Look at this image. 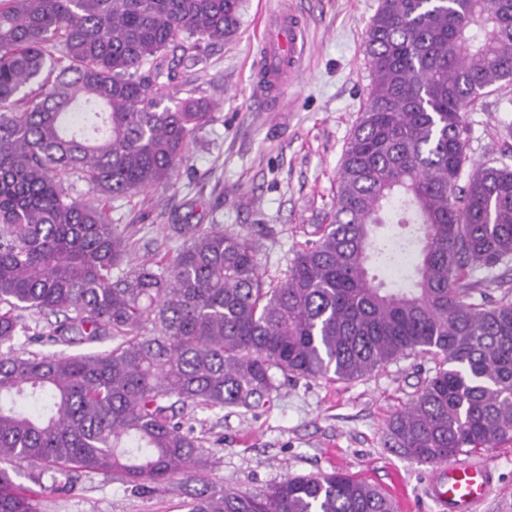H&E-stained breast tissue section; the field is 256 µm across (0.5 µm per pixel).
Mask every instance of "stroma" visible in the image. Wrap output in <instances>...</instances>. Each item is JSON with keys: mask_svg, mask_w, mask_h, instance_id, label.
<instances>
[{"mask_svg": "<svg viewBox=\"0 0 512 512\" xmlns=\"http://www.w3.org/2000/svg\"><path fill=\"white\" fill-rule=\"evenodd\" d=\"M281 0H240L239 28L208 47L206 63L178 67L176 91L195 89L213 104L214 120L191 138L173 178L107 201L112 223L132 242L130 263L173 257L184 240L174 224H217L247 238L268 277H283L294 250L336 204L344 148L372 82L364 53L379 0H290L307 33L306 70L285 90L282 111L269 109L256 61L262 19ZM468 154L475 163L512 168V83L467 113ZM17 350L84 352L51 343L45 316L23 312ZM435 368L430 357L403 358L352 381L282 382L270 403L243 413L195 409L183 422L209 461L213 484L261 492L286 477L343 470L381 488L398 512H437L425 494L437 468L385 445V422L408 407ZM496 490L479 512H512V441L482 451ZM28 468L16 484L33 491L41 512H188L189 489L141 494L102 474H84L73 491L36 484Z\"/></svg>", "mask_w": 512, "mask_h": 512, "instance_id": "1", "label": "stroma"}]
</instances>
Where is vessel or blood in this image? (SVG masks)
<instances>
[{"label": "vessel or blood", "mask_w": 512, "mask_h": 512, "mask_svg": "<svg viewBox=\"0 0 512 512\" xmlns=\"http://www.w3.org/2000/svg\"><path fill=\"white\" fill-rule=\"evenodd\" d=\"M283 37H263V66L278 90L295 83L303 71L305 27L290 5H282L275 18ZM493 473L476 456L455 461L445 467L439 482L431 483L430 496L441 512H476L490 495Z\"/></svg>", "instance_id": "b4317fda"}]
</instances>
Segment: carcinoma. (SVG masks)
<instances>
[{
	"mask_svg": "<svg viewBox=\"0 0 512 512\" xmlns=\"http://www.w3.org/2000/svg\"><path fill=\"white\" fill-rule=\"evenodd\" d=\"M238 22L239 0H0V512H40L15 463L63 487L76 471L143 493L180 476L202 484L189 512H397L342 471L262 493L205 481L177 414L252 411L277 372L350 381L430 354L386 445L434 465L512 441V294L485 293L512 288V169L472 163L465 120L512 82V0H379L331 223L279 284L217 224H175L169 264L127 269L130 238L65 178L103 202L169 181L212 119L174 94L177 64ZM410 254L402 285L378 279ZM23 310L63 316L55 344L115 346L18 352Z\"/></svg>",
	"mask_w": 512,
	"mask_h": 512,
	"instance_id": "cac0c4a2",
	"label": "carcinoma"
}]
</instances>
